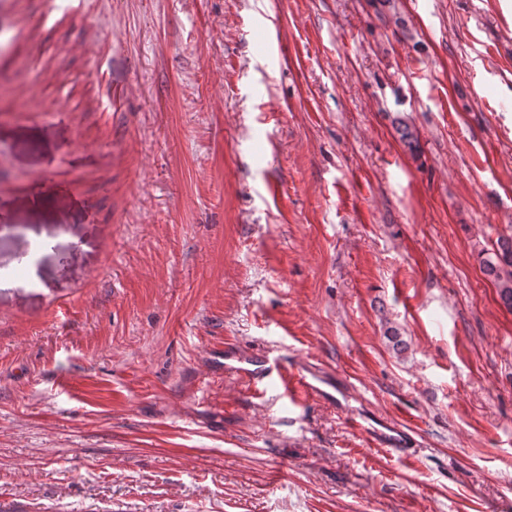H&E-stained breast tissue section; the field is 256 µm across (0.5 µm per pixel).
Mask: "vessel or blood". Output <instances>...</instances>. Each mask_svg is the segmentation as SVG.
Returning <instances> with one entry per match:
<instances>
[{"instance_id":"1","label":"vessel or blood","mask_w":512,"mask_h":512,"mask_svg":"<svg viewBox=\"0 0 512 512\" xmlns=\"http://www.w3.org/2000/svg\"><path fill=\"white\" fill-rule=\"evenodd\" d=\"M255 397L262 398L268 393L288 398L290 402L307 400H330L331 395L319 384V377L310 365L285 366L279 357L267 356L251 361L249 366L240 368ZM373 443L380 447L392 448L400 452L411 449L414 439L401 425L378 418L368 421L364 427Z\"/></svg>"}]
</instances>
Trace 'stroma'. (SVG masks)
Instances as JSON below:
<instances>
[{"mask_svg":"<svg viewBox=\"0 0 512 512\" xmlns=\"http://www.w3.org/2000/svg\"><path fill=\"white\" fill-rule=\"evenodd\" d=\"M502 236L512 0H0V512H512ZM492 256L482 261L483 271L494 278L504 305L512 309V237L500 238ZM250 368L226 365L235 373L245 376L256 398L269 392L286 397L292 403L321 399L331 402L333 397L319 385V376L310 365L287 367L279 356H265L260 360H247ZM362 421L356 418L351 423L367 432L373 443L380 447L393 448L400 452L409 451L413 445L414 439L410 433L402 426L393 422H388L382 418L371 420L363 417Z\"/></svg>","mask_w":512,"mask_h":512,"instance_id":"obj_1","label":"stroma"}]
</instances>
